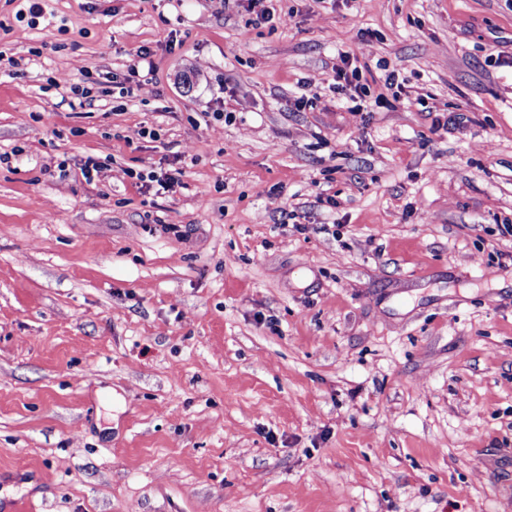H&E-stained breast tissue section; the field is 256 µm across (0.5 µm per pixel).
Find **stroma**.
<instances>
[{
  "instance_id": "35a3bbf8",
  "label": "stroma",
  "mask_w": 512,
  "mask_h": 512,
  "mask_svg": "<svg viewBox=\"0 0 512 512\" xmlns=\"http://www.w3.org/2000/svg\"><path fill=\"white\" fill-rule=\"evenodd\" d=\"M41 5L0 0V507L512 512V0Z\"/></svg>"
}]
</instances>
